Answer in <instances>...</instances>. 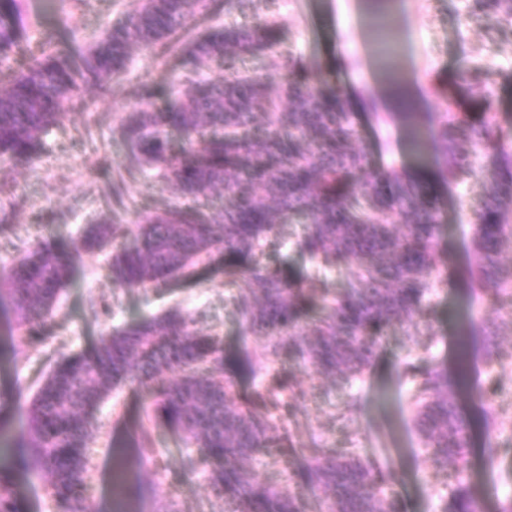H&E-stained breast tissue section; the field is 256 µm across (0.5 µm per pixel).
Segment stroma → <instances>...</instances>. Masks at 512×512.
I'll list each match as a JSON object with an SVG mask.
<instances>
[{
	"label": "stroma",
	"mask_w": 512,
	"mask_h": 512,
	"mask_svg": "<svg viewBox=\"0 0 512 512\" xmlns=\"http://www.w3.org/2000/svg\"><path fill=\"white\" fill-rule=\"evenodd\" d=\"M139 3L26 0L31 39L9 60L0 61V85L43 38L56 40L72 31L79 40L91 39L104 24ZM358 8L359 0H244L240 9L211 15L210 20L254 27L264 19H275L277 42L259 57L238 63V70L275 86L284 76L276 61L292 54L306 68L311 86L345 96L366 77L373 52L361 30L346 33L341 28ZM487 13L486 0H404L402 13L393 19L409 34V66L403 80L408 83L424 73L435 83L419 111L468 113L474 121H489L504 143L512 145V25L494 23ZM181 74L178 59L134 49L123 77L106 90L87 89L70 103L65 116L46 132L38 162L0 164V209L12 214L7 237L17 244L68 243L78 238L85 224L106 213L112 206V172L126 161L120 124L136 103V89L154 86L151 105L162 109L183 92ZM351 121L352 145L367 157L361 180L384 171H419L436 198L440 282L413 318L415 335H408L403 325L390 326L378 337L370 365L347 380L323 377L310 364L286 355L254 373L245 364L246 354L262 348L268 339L241 335L239 297L247 284L225 280L223 265H215L201 285L178 283L117 292L106 254L82 253L74 261L72 277L52 318L39 327L35 340L10 342L13 316L0 310V339L7 341L0 361V399L6 415L0 438L17 444L26 437V407L47 374L50 358L90 349L112 328L178 305L206 311L197 332L219 338L224 359L233 366L229 381L234 389L249 398L254 413L281 427L278 445L288 449V457L261 453L245 462L258 483L286 494L298 493L293 473L308 463V449L341 448L383 473L384 492L398 512H450L454 481L433 468L421 445L414 422V383L405 371L435 368L455 374L459 333L448 319V310L462 299L473 305V327L488 322L501 325L503 350L512 355V308L485 304L472 291L467 276L473 259L471 206L490 191L496 175L489 170L460 183L445 182L436 175L433 146L425 148L427 161L411 160L401 118L384 121L374 111L355 112ZM126 186L125 207L119 212L126 224L186 203L148 170L132 171ZM302 229L303 221L296 216L276 224L263 244L261 262L292 272L315 303L348 292L353 280L347 269L320 266L296 250L294 242ZM103 304L109 305L110 316L91 319L90 306ZM282 383L303 388L304 398L270 404L266 391ZM455 397L470 427V489L486 512H497L500 500L512 491V368L489 369L479 352H471L469 389ZM352 399L359 401L361 411L355 424L346 427L336 415ZM149 403L143 392L123 385L102 404L101 427L89 445L92 470L87 497L94 512H224V496L209 483L199 449L166 426L151 427L153 460L147 467H134L133 441ZM490 444L500 450L492 468L483 457ZM117 451L132 467L119 496L112 486ZM47 483V476L37 471L18 476L20 512H56L45 493Z\"/></svg>",
	"instance_id": "stroma-1"
}]
</instances>
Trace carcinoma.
<instances>
[{"mask_svg": "<svg viewBox=\"0 0 512 512\" xmlns=\"http://www.w3.org/2000/svg\"><path fill=\"white\" fill-rule=\"evenodd\" d=\"M241 2L141 0L136 12L105 27L90 44L61 50L43 42L39 55L0 89V159L37 161L44 132L85 87L101 89L123 74L133 45L162 56L187 55L188 74L214 59L264 52L276 41L273 22L260 28L195 22L198 10L229 13ZM488 2L489 19L512 23V0ZM24 11V0H0V60L27 37ZM277 66L291 78L276 97L264 83L239 75L164 110L149 107L151 88L137 90V107L121 125L127 166L155 171L183 197L222 189L233 202L208 212L176 207L142 224L101 216L85 225L72 250L108 253L116 290L194 279L219 253L224 276L246 279L261 299L257 307L241 300L243 334L270 337L250 353L252 369L286 351L320 374L358 375L375 357L377 336L422 309L440 263L433 201L410 174L356 181L366 158L350 145L353 132L339 95L309 86L292 56ZM428 121L434 122L440 178L473 173L465 142L482 167L497 171L493 191L473 206L471 278L481 298L511 306L512 265L498 256L512 244V152L496 146L494 128L466 116L435 122L430 114ZM168 128L186 136L178 151L165 136ZM288 214L309 220L296 242L301 252L328 266L349 267L355 280L349 294L323 301L315 317L298 280L255 260L261 242ZM71 275L62 248L39 244L0 280V304L11 307L18 329L32 332L51 317ZM203 317V311L172 307L110 332L92 351L59 355L28 407V436L20 443L26 454L0 448V512H20L13 475L32 469L50 475L48 493L57 512H91L87 448L97 411L112 386L145 382L156 387L148 421L201 449L211 484L224 491L232 512H304L301 499L254 483L245 469L247 456L274 442L277 426L254 414L249 399L224 382L221 345L193 330ZM481 336L488 360L506 369L500 327L487 324ZM448 386L444 373H419L412 396L418 430L433 466L455 481V512H481L468 486L469 424ZM299 477L301 485L325 495L327 512H396L381 492L382 473L357 458L323 451Z\"/></svg>", "mask_w": 512, "mask_h": 512, "instance_id": "1", "label": "carcinoma"}]
</instances>
